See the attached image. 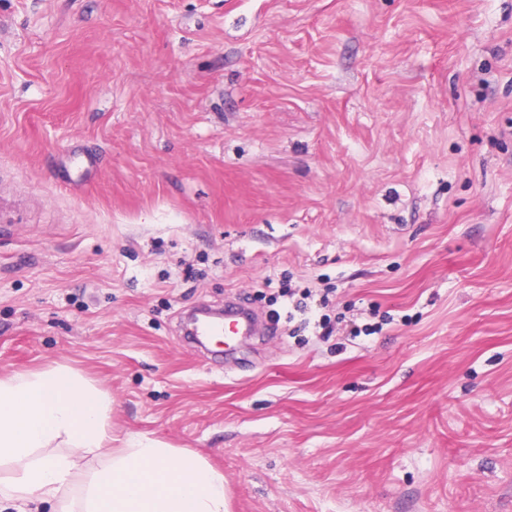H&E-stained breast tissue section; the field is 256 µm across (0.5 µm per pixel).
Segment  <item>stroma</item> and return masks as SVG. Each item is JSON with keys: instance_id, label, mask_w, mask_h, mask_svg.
<instances>
[{"instance_id": "stroma-1", "label": "stroma", "mask_w": 512, "mask_h": 512, "mask_svg": "<svg viewBox=\"0 0 512 512\" xmlns=\"http://www.w3.org/2000/svg\"><path fill=\"white\" fill-rule=\"evenodd\" d=\"M285 279L331 335L184 338ZM58 365L229 512H512V0H0V376Z\"/></svg>"}]
</instances>
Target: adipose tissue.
Returning a JSON list of instances; mask_svg holds the SVG:
<instances>
[{
	"instance_id": "obj_1",
	"label": "adipose tissue",
	"mask_w": 512,
	"mask_h": 512,
	"mask_svg": "<svg viewBox=\"0 0 512 512\" xmlns=\"http://www.w3.org/2000/svg\"><path fill=\"white\" fill-rule=\"evenodd\" d=\"M110 407L105 391L66 366L0 377V463L15 466L0 480V502H52L58 512H227L224 474L201 455L135 437L113 447Z\"/></svg>"
}]
</instances>
